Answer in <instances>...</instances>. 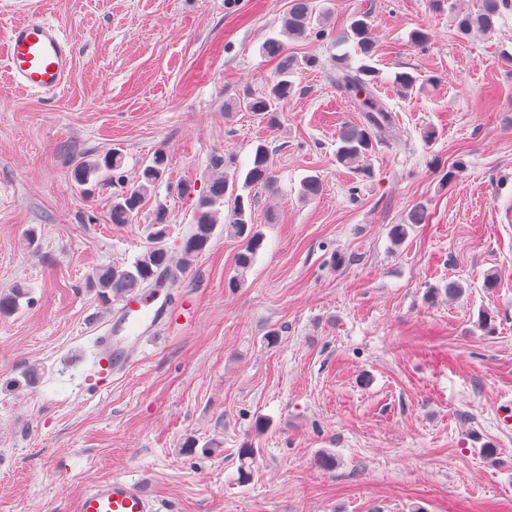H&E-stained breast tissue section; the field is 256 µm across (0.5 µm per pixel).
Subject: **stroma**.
Returning a JSON list of instances; mask_svg holds the SVG:
<instances>
[{
    "label": "stroma",
    "mask_w": 512,
    "mask_h": 512,
    "mask_svg": "<svg viewBox=\"0 0 512 512\" xmlns=\"http://www.w3.org/2000/svg\"><path fill=\"white\" fill-rule=\"evenodd\" d=\"M481 4L312 0L324 34L288 40L311 64L270 127L237 103L272 82L261 47L290 0H0V34L37 10L75 46L56 97L0 76V289L28 291L0 316V512H76L115 477L160 512H512V427L497 413L512 401V8L491 33H459L456 16ZM355 13L395 119L364 174L336 161L339 131L362 118L335 80ZM400 71L413 91L393 85ZM262 141L274 187L251 190L253 265L239 270L237 238L216 229L172 284L168 322L93 385L112 308L87 273L131 265L160 208L179 243L195 200L177 184L205 191L213 156L245 169ZM115 148L130 182L155 151L169 158L129 224L110 220L112 186L71 180ZM310 175L323 191L304 200ZM418 205L430 223L395 245Z\"/></svg>",
    "instance_id": "stroma-1"
}]
</instances>
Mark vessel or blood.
Segmentation results:
<instances>
[{"label":"vessel or blood","mask_w":512,"mask_h":512,"mask_svg":"<svg viewBox=\"0 0 512 512\" xmlns=\"http://www.w3.org/2000/svg\"><path fill=\"white\" fill-rule=\"evenodd\" d=\"M75 48L62 24L52 22L33 11L19 22L11 23L7 37L0 44V72L17 89L45 96H55L64 86L72 69ZM170 310L169 300L160 290L125 295L116 319L107 335L100 339L103 354L96 377L107 382L128 362L138 349L140 336L126 335L132 315L147 316L150 327L164 320ZM77 512H157V505L133 482L115 478L93 485L80 498Z\"/></svg>","instance_id":"1"}]
</instances>
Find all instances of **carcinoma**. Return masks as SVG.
Listing matches in <instances>:
<instances>
[{
	"label": "carcinoma",
	"mask_w": 512,
	"mask_h": 512,
	"mask_svg": "<svg viewBox=\"0 0 512 512\" xmlns=\"http://www.w3.org/2000/svg\"><path fill=\"white\" fill-rule=\"evenodd\" d=\"M512 6L509 0H484L482 9L476 13L461 15L458 30L464 34L472 31L491 32L502 10ZM313 9L311 0H292L288 14L283 21L281 35L287 38H300L311 27ZM353 43L354 50L360 56V65L353 67L349 53L336 56V84L349 93L362 112V120L357 125H347L338 134L339 146L336 149L337 162L348 167L357 166L365 161L372 150L373 142L383 140L393 127L392 111L375 95L380 82V72L373 66L377 52V43L372 33L368 15L359 13L344 32L341 43ZM265 55L277 61L276 77L268 90L260 95L248 97L239 103V109L252 112L275 126L279 122L280 106L293 95L292 77L300 68V61L286 52L285 43L279 38H269L263 45ZM124 156L119 150L106 154L103 159L83 160L72 169V181L78 186L88 184L91 177L104 173L105 179L112 182L111 220L114 224H130L139 214L148 200L154 185L166 172L167 155L159 151L146 165L135 183H129L122 172ZM216 165L223 172L214 176L206 192L198 197L196 203V224L173 249L165 243L164 227L167 224L165 211L159 209L154 216L155 231L151 244L138 255L128 267L103 265L88 275L86 283L97 292L98 298L105 304L112 303L126 291L149 290L159 288L162 283L174 280V269L185 270L208 248L213 237L220 208L228 207L227 222L224 231L240 239L242 248L236 256V266L248 269L262 248L264 237L251 220L254 200L239 192L255 186H268L272 183L271 151L268 145L256 146L251 164L247 169L243 185H238L236 158L220 156ZM428 222L427 209L417 206L410 211L405 223L396 224L391 231L392 239L400 244L406 237V225ZM27 294L23 285H17L9 291L0 292V315H8L19 309V300Z\"/></svg>",
	"instance_id": "cac0c4a2"
}]
</instances>
